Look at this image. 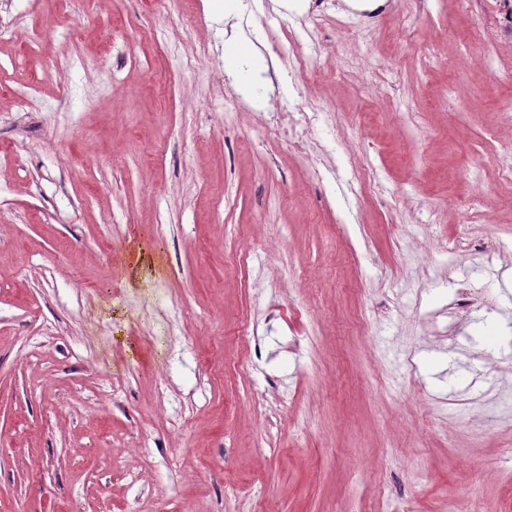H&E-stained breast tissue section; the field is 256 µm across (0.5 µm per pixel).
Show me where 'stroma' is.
Masks as SVG:
<instances>
[{
  "label": "stroma",
  "mask_w": 512,
  "mask_h": 512,
  "mask_svg": "<svg viewBox=\"0 0 512 512\" xmlns=\"http://www.w3.org/2000/svg\"><path fill=\"white\" fill-rule=\"evenodd\" d=\"M498 5L335 0L322 183L215 92L292 82L241 0H0V512H512Z\"/></svg>",
  "instance_id": "stroma-1"
}]
</instances>
